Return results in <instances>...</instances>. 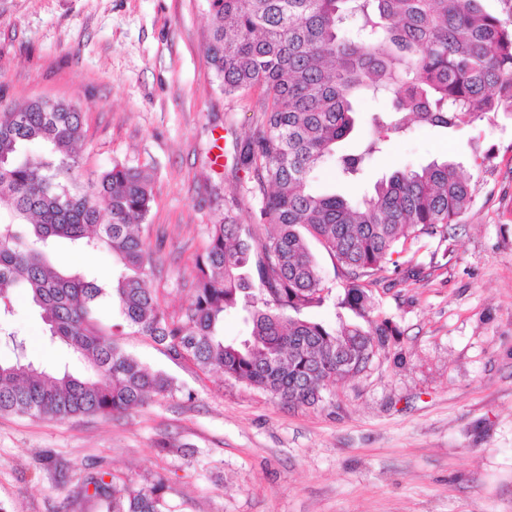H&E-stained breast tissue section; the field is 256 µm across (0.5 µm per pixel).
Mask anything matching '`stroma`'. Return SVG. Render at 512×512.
Listing matches in <instances>:
<instances>
[{"mask_svg": "<svg viewBox=\"0 0 512 512\" xmlns=\"http://www.w3.org/2000/svg\"><path fill=\"white\" fill-rule=\"evenodd\" d=\"M208 38L207 0H0V104L76 106L80 182L116 164L151 175L141 233L176 315L209 226L246 178L237 144L258 115L257 95L225 96ZM448 157L471 175L473 207L448 241L408 244L374 288L398 334L366 372L321 406L287 407L119 337L175 391L114 417L0 415V507L100 512L85 483L111 472L137 486L165 478L176 512H512V119L413 128L357 180L329 162L313 186L358 199L395 170ZM13 309L34 358L78 371L26 295Z\"/></svg>", "mask_w": 512, "mask_h": 512, "instance_id": "obj_1", "label": "stroma"}]
</instances>
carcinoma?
<instances>
[{
  "label": "carcinoma",
  "mask_w": 512,
  "mask_h": 512,
  "mask_svg": "<svg viewBox=\"0 0 512 512\" xmlns=\"http://www.w3.org/2000/svg\"><path fill=\"white\" fill-rule=\"evenodd\" d=\"M208 63L227 96L259 89L256 127L237 167L260 200L259 222L229 209L212 224L194 264L193 293L175 317L153 281L155 259L137 222L153 201L148 176L121 165L82 185L75 150L82 113L71 105L16 103L0 117V334L14 358L0 361V414L65 419L114 416L173 391L169 377L125 353L97 312L117 309L119 327L163 346L174 359L220 371L289 406L314 407L337 381L366 370L395 329L374 316L372 287L393 256L427 236L447 241L474 202L453 160L393 172L358 199L317 193L314 171L338 162L357 177L390 135L413 124L453 130L488 115L512 117V23L482 0H208ZM392 97L393 120L371 116L377 138L356 154L336 144L356 126L365 94ZM335 259L337 305L370 324L338 329L304 313L322 307L323 285L306 237ZM63 241L106 251L117 275L58 270ZM23 292L51 344L81 365L49 370L9 330L11 297ZM244 313L247 335L227 340L224 316ZM103 512H174L159 477L134 487L90 480Z\"/></svg>",
  "instance_id": "1"
}]
</instances>
